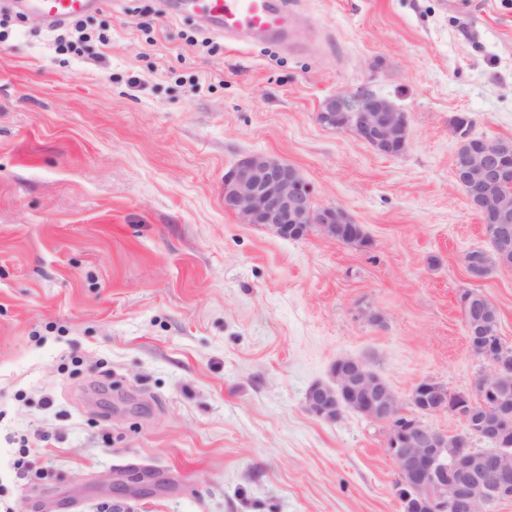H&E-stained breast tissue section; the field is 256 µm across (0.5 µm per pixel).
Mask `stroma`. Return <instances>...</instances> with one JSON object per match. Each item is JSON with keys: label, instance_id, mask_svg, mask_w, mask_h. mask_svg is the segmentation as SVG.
<instances>
[{"label": "stroma", "instance_id": "obj_1", "mask_svg": "<svg viewBox=\"0 0 512 512\" xmlns=\"http://www.w3.org/2000/svg\"><path fill=\"white\" fill-rule=\"evenodd\" d=\"M289 2L291 42L236 46L158 0H103L63 54L0 0V512H112L129 468L131 512H400L387 427L323 420L308 388L355 357L405 404L425 380L471 391L466 290L512 347V267L463 263L487 238L449 128L512 139V0ZM366 90L406 112L401 156L318 122ZM253 153L371 246L225 212Z\"/></svg>", "mask_w": 512, "mask_h": 512}]
</instances>
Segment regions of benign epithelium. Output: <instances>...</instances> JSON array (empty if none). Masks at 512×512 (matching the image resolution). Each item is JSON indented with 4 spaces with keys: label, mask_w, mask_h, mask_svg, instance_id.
<instances>
[{
    "label": "benign epithelium",
    "mask_w": 512,
    "mask_h": 512,
    "mask_svg": "<svg viewBox=\"0 0 512 512\" xmlns=\"http://www.w3.org/2000/svg\"><path fill=\"white\" fill-rule=\"evenodd\" d=\"M324 125L350 128L363 142L386 156H399L409 145L406 113L373 93L353 99L342 95L326 99L318 112ZM457 186L490 227L496 243L512 239V147L503 139H481L478 151H464L453 164ZM224 210L244 224H264L282 237L303 239L317 232L336 238L340 224L354 220L341 207L315 204L310 185L287 161L267 154H250L224 174ZM491 302H483L481 314L469 317L470 350L489 363L480 374L474 393H452L442 384L427 381L414 392L418 410L430 414L449 413L463 428L449 436L403 410L391 387L364 361L339 360L334 385L314 384L308 391L307 410L327 420H336L337 393L360 397L354 410L369 419L385 417L392 424L388 453L394 459L398 479L424 488L413 500L403 499L407 512H488L491 505L512 498V448L479 451L472 446L478 433L492 443L501 438L512 420V407L481 402L483 393L493 392L512 379V360L497 358L485 343V323ZM126 496L145 491L137 473L116 479Z\"/></svg>",
    "instance_id": "1"
}]
</instances>
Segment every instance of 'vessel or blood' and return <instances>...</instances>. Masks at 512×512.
<instances>
[{"instance_id": "1", "label": "vessel or blood", "mask_w": 512, "mask_h": 512, "mask_svg": "<svg viewBox=\"0 0 512 512\" xmlns=\"http://www.w3.org/2000/svg\"><path fill=\"white\" fill-rule=\"evenodd\" d=\"M98 4L99 0H19L18 6L57 26ZM179 5L201 11L230 43L240 38L281 37L288 30V15L279 0H180Z\"/></svg>"}]
</instances>
